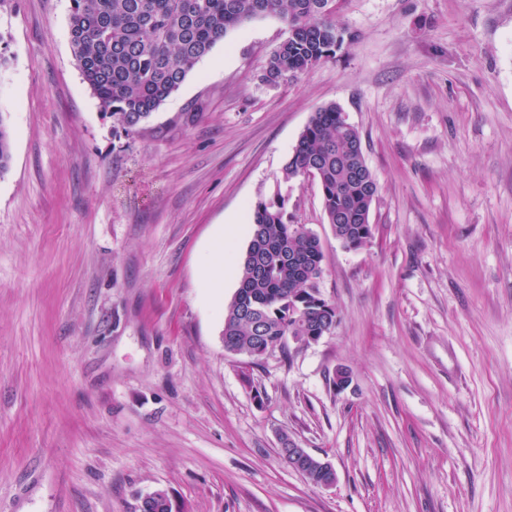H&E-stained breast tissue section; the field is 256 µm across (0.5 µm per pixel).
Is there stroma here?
Wrapping results in <instances>:
<instances>
[{
	"mask_svg": "<svg viewBox=\"0 0 512 512\" xmlns=\"http://www.w3.org/2000/svg\"><path fill=\"white\" fill-rule=\"evenodd\" d=\"M70 9L0 0V512H140L157 489L172 512H512V0H341L353 42L277 84L287 27L249 22L132 136ZM329 102L378 181L373 237L346 250L318 182L289 183L337 323L253 365L223 342L251 211ZM284 455H288V459L284 460L299 466L307 476L310 482L314 485L321 487H332L336 483V473L332 465L323 461L322 459L312 455L305 448H294V446H288V448H280ZM311 475H314L316 480L311 479Z\"/></svg>",
	"mask_w": 512,
	"mask_h": 512,
	"instance_id": "35a3bbf8",
	"label": "stroma"
}]
</instances>
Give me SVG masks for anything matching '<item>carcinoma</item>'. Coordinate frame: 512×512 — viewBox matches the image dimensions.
<instances>
[{"label": "carcinoma", "mask_w": 512, "mask_h": 512, "mask_svg": "<svg viewBox=\"0 0 512 512\" xmlns=\"http://www.w3.org/2000/svg\"><path fill=\"white\" fill-rule=\"evenodd\" d=\"M336 0H71L69 31L76 65L113 126L133 135L179 90L198 62L226 35L262 17H276L288 36L267 60L263 80L298 78L336 54L345 30ZM11 159L0 118V175ZM311 175L321 188L326 221L347 250L373 234L378 183L359 130L331 102L317 108L283 168V181ZM288 194L258 200L238 287L224 318V348L261 360L285 351L287 337L318 342L336 327V308L321 296L319 237L292 223Z\"/></svg>", "instance_id": "1"}]
</instances>
